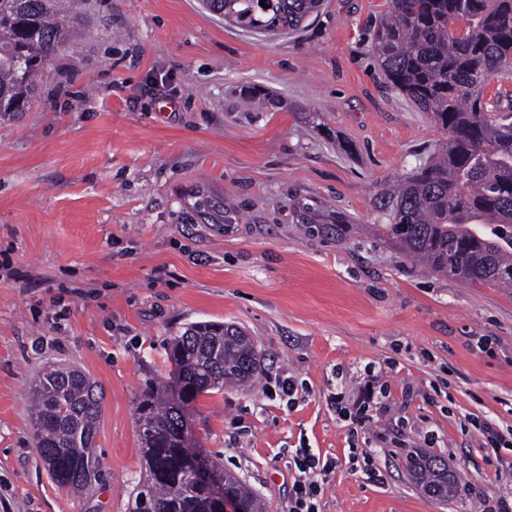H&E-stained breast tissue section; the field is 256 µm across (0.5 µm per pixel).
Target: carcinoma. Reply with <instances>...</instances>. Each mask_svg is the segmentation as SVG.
I'll return each instance as SVG.
<instances>
[{
    "label": "carcinoma",
    "mask_w": 512,
    "mask_h": 512,
    "mask_svg": "<svg viewBox=\"0 0 512 512\" xmlns=\"http://www.w3.org/2000/svg\"><path fill=\"white\" fill-rule=\"evenodd\" d=\"M322 0H205L224 23L278 36L319 13ZM374 35L387 79L447 134L430 160L391 191L393 215L373 233L430 271L471 287L512 286V107L487 84L512 79V0H390ZM73 17L64 0H0V117L23 112L37 78L68 43ZM306 232L339 236L346 217L319 201H299ZM230 224L224 200L201 194L187 219ZM174 391L162 380L136 409L145 474L129 512H224V501L185 471V412L203 394L249 386L259 367L254 339L219 322H198L170 339ZM35 448L70 492L102 475L95 448L102 395L85 373L52 369L34 391ZM428 493L446 499L454 483L437 456L416 463ZM224 490L244 512L264 503L233 473Z\"/></svg>",
    "instance_id": "cac0c4a2"
}]
</instances>
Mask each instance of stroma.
<instances>
[{
  "label": "stroma",
  "instance_id": "1",
  "mask_svg": "<svg viewBox=\"0 0 512 512\" xmlns=\"http://www.w3.org/2000/svg\"><path fill=\"white\" fill-rule=\"evenodd\" d=\"M71 42L29 111L0 118V512H129L143 466L134 417L170 377L166 345L199 321L257 340L248 390L202 395L188 443L288 512L296 448L332 460L322 512H498L512 500V288L429 273L367 236L386 187L445 134L386 79L373 34L389 0H323L296 32L228 27L201 0H76ZM274 98L241 106V87ZM235 224H190L196 192ZM347 215L303 232L294 205ZM100 387L104 477L72 494L33 446L43 372ZM297 384L294 398L277 388ZM373 388L370 419L329 399ZM447 460L440 500L410 474Z\"/></svg>",
  "mask_w": 512,
  "mask_h": 512
}]
</instances>
